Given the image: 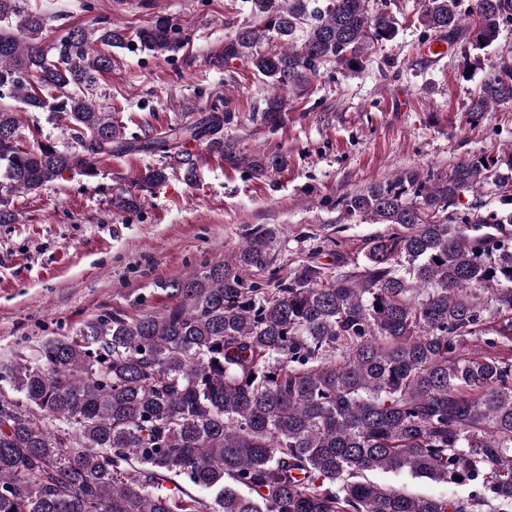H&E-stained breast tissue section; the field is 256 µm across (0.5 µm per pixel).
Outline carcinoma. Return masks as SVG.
I'll return each instance as SVG.
<instances>
[{"label":"carcinoma","mask_w":512,"mask_h":512,"mask_svg":"<svg viewBox=\"0 0 512 512\" xmlns=\"http://www.w3.org/2000/svg\"><path fill=\"white\" fill-rule=\"evenodd\" d=\"M262 27H241L224 61L243 58L271 84L260 119L283 122L323 63L363 70L397 35L369 0H251ZM312 18L304 43L286 41ZM418 22L450 44L483 49L512 25V0H424ZM47 18L0 0V100L54 112L82 152L21 132L0 107L3 192L38 190L102 158L158 147L224 153L231 112L162 137L128 139L85 91L113 48H181L158 19L128 35L75 25L47 43ZM512 103V63L483 82L472 117ZM512 151L456 162L447 175L406 169L343 199L386 224L336 267L304 260L281 274V231L252 232L234 254L165 285L174 302L130 318L101 315L0 363V512H512ZM501 208L455 220L484 184ZM405 472L444 485L412 496L372 479Z\"/></svg>","instance_id":"carcinoma-1"}]
</instances>
